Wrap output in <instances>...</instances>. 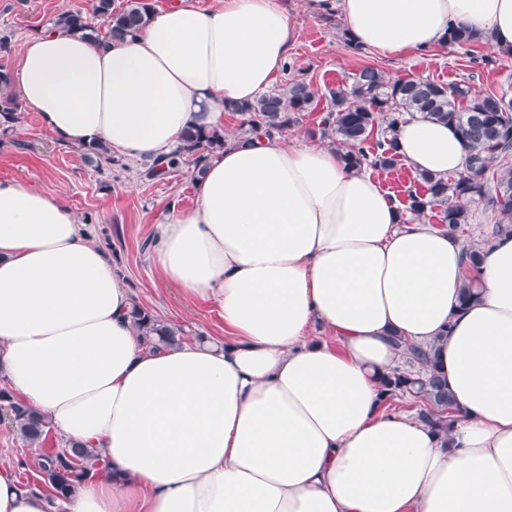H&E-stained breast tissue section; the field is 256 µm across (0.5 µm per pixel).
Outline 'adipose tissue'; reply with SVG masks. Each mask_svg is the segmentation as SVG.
I'll list each match as a JSON object with an SVG mask.
<instances>
[{
    "label": "adipose tissue",
    "instance_id": "obj_1",
    "mask_svg": "<svg viewBox=\"0 0 512 512\" xmlns=\"http://www.w3.org/2000/svg\"><path fill=\"white\" fill-rule=\"evenodd\" d=\"M303 3L382 57L433 54L458 26L512 52V0ZM294 35L281 0H171L122 40L50 23L24 41L17 93L62 142L164 163L270 92ZM396 151L416 174L465 167L441 122L401 124ZM204 166L148 260L217 305L224 339L155 351L75 213L0 180V379L107 463L64 512H512V235L470 267L458 235L298 134L227 138ZM400 340L447 382L449 432L384 409ZM50 510L0 463V512Z\"/></svg>",
    "mask_w": 512,
    "mask_h": 512
}]
</instances>
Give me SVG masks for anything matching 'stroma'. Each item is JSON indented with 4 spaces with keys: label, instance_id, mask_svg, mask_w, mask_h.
<instances>
[{
    "label": "stroma",
    "instance_id": "35a3bbf8",
    "mask_svg": "<svg viewBox=\"0 0 512 512\" xmlns=\"http://www.w3.org/2000/svg\"><path fill=\"white\" fill-rule=\"evenodd\" d=\"M296 38L289 45L282 81L310 82L320 97L295 130L309 134L326 110L328 89L344 83L360 68L380 69L390 80L424 77L436 82H466L474 92H512V56L490 44L462 45L423 59L413 54L381 57L351 48L342 22L334 15L309 17L302 0H283ZM90 14L91 0H0V36L8 51L0 53V69L16 73L26 36L53 22L65 11ZM20 122L0 125V180L24 178L61 198L86 224L94 242L112 260L133 299L163 320L182 327L185 337L224 336V320L211 302L192 298L166 284L147 258L148 246L171 204H194V164L186 162L167 175L147 179L143 161L124 158L118 165L95 168L85 147L60 144L43 129L37 113L21 112ZM62 438L49 433L44 444L24 443L13 425L0 419V462L13 464L22 483L41 481L38 464Z\"/></svg>",
    "mask_w": 512,
    "mask_h": 512
}]
</instances>
